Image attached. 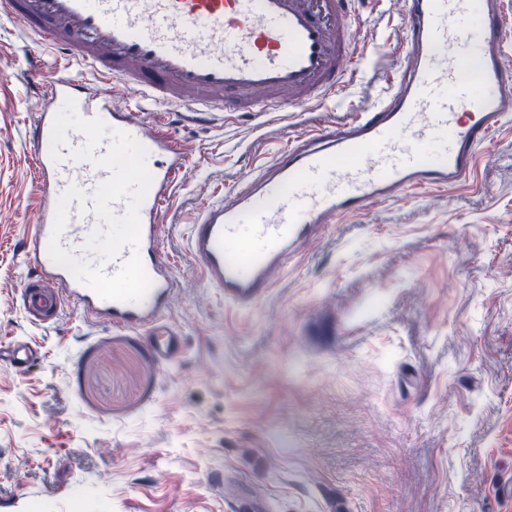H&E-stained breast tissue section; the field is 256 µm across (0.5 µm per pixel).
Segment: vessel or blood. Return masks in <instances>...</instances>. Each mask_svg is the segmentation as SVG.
<instances>
[{
  "instance_id": "vessel-or-blood-1",
  "label": "vessel or blood",
  "mask_w": 512,
  "mask_h": 512,
  "mask_svg": "<svg viewBox=\"0 0 512 512\" xmlns=\"http://www.w3.org/2000/svg\"><path fill=\"white\" fill-rule=\"evenodd\" d=\"M350 0H0V15L37 41L60 49L92 83L56 76L36 112L30 143L42 198L25 240L23 308L55 323L64 304L115 330H145L163 361L182 338L161 317L177 292L159 256V216L186 159L154 119L115 106L105 86L137 88L144 99L195 119L275 112L340 96L357 55ZM500 0H406L404 62L381 96L351 122L294 141L259 167L231 199L204 207L189 226L188 247L207 287L245 307L273 282L287 255L336 216L358 214L407 188L459 181L488 137L511 126L512 70L504 64ZM80 116L98 117L143 145L151 182L140 206L137 245L102 265L118 271L139 253L152 286L137 303L101 299L50 258L55 208L70 185L93 193L110 175L71 159L84 137L69 132L63 159L50 155L51 129L65 97ZM97 224L93 211L69 207L63 248L84 256ZM33 340L0 346V360L22 371L37 359Z\"/></svg>"
}]
</instances>
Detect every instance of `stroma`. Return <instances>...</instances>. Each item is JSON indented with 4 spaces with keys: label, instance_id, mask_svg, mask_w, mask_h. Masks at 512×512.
<instances>
[{
    "label": "stroma",
    "instance_id": "stroma-1",
    "mask_svg": "<svg viewBox=\"0 0 512 512\" xmlns=\"http://www.w3.org/2000/svg\"><path fill=\"white\" fill-rule=\"evenodd\" d=\"M360 59L340 101L162 125L188 166L159 253L181 356L66 308L24 313L40 197L29 128L58 50L0 17V512H512V129L460 182L410 188L314 231L244 310L204 285L194 216L316 129L352 121L402 61L405 0H355ZM40 52V78L28 57ZM38 348L39 346L31 339L16 340L4 347L0 345V360H7L12 369L19 372L38 358Z\"/></svg>",
    "mask_w": 512,
    "mask_h": 512
}]
</instances>
